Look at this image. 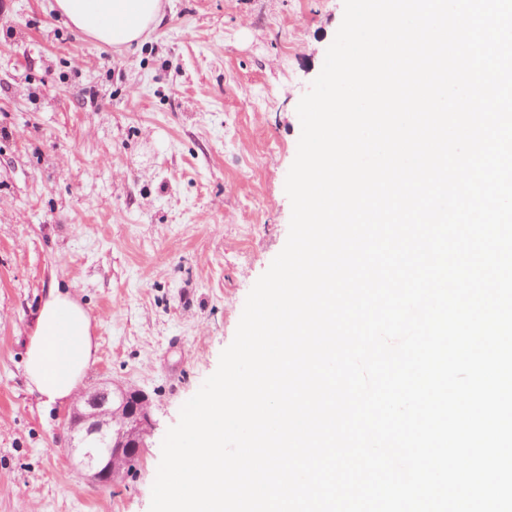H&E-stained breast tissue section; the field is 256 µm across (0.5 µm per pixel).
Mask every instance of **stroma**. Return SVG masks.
<instances>
[{
	"label": "stroma",
	"instance_id": "35a3bbf8",
	"mask_svg": "<svg viewBox=\"0 0 512 512\" xmlns=\"http://www.w3.org/2000/svg\"><path fill=\"white\" fill-rule=\"evenodd\" d=\"M53 3L0 0V512H149L167 430L286 243L297 105L343 0H161L121 50ZM54 279L98 344L82 388L152 402L137 473L107 488L69 460L68 406L25 384Z\"/></svg>",
	"mask_w": 512,
	"mask_h": 512
}]
</instances>
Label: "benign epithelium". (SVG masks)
I'll list each match as a JSON object with an SVG mask.
<instances>
[{
  "label": "benign epithelium",
  "mask_w": 512,
  "mask_h": 512,
  "mask_svg": "<svg viewBox=\"0 0 512 512\" xmlns=\"http://www.w3.org/2000/svg\"><path fill=\"white\" fill-rule=\"evenodd\" d=\"M77 402L83 409L74 411L68 423L80 433V464L102 483L112 477V457L123 448H147L146 439L154 428L151 402L143 391L122 387L86 390Z\"/></svg>",
  "instance_id": "benign-epithelium-1"
}]
</instances>
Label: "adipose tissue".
Returning a JSON list of instances; mask_svg holds the SVG:
<instances>
[{"mask_svg":"<svg viewBox=\"0 0 512 512\" xmlns=\"http://www.w3.org/2000/svg\"><path fill=\"white\" fill-rule=\"evenodd\" d=\"M55 8L81 33L128 47L159 21L160 0H55ZM97 349L91 321L69 289L51 283L25 341L24 373L42 404L75 397Z\"/></svg>","mask_w":512,"mask_h":512,"instance_id":"obj_1","label":"adipose tissue"}]
</instances>
